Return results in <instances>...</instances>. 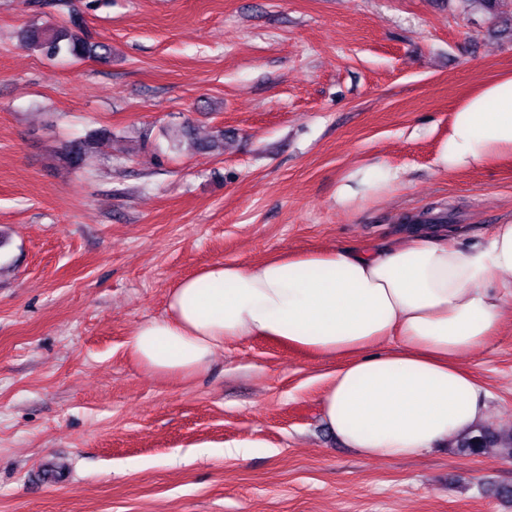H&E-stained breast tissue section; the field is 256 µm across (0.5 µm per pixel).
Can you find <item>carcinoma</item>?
<instances>
[{"mask_svg": "<svg viewBox=\"0 0 512 512\" xmlns=\"http://www.w3.org/2000/svg\"><path fill=\"white\" fill-rule=\"evenodd\" d=\"M21 39L28 48L48 57L64 53L78 60L95 58L108 62L112 59V47L104 42H90L83 30L81 17L74 10L69 12L67 26L32 25L22 31ZM110 136L108 130L102 129L96 131L89 140L72 141L62 149V157L71 168L79 169L83 166L90 144L102 143L110 139ZM168 137L173 146L178 147L186 143L193 150L218 149L224 142L222 134L211 139L199 140L189 126L170 129ZM451 447L464 456H478L488 448H495L501 458L512 460V430L501 431L489 424H481L453 438Z\"/></svg>", "mask_w": 512, "mask_h": 512, "instance_id": "obj_1", "label": "carcinoma"}]
</instances>
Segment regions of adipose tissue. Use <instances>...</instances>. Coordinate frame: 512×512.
<instances>
[{
	"mask_svg": "<svg viewBox=\"0 0 512 512\" xmlns=\"http://www.w3.org/2000/svg\"><path fill=\"white\" fill-rule=\"evenodd\" d=\"M512 157V75L455 110L435 159L452 172ZM403 183L379 161L345 174L339 208L355 211ZM512 304V223L481 244L421 224L398 242L217 261L171 289L162 316L128 342L133 359L190 378L224 344L253 338L335 360L321 397L326 426L366 458L412 459L471 430L487 392L460 356L498 335Z\"/></svg>",
	"mask_w": 512,
	"mask_h": 512,
	"instance_id": "ef3b65f1",
	"label": "adipose tissue"
}]
</instances>
